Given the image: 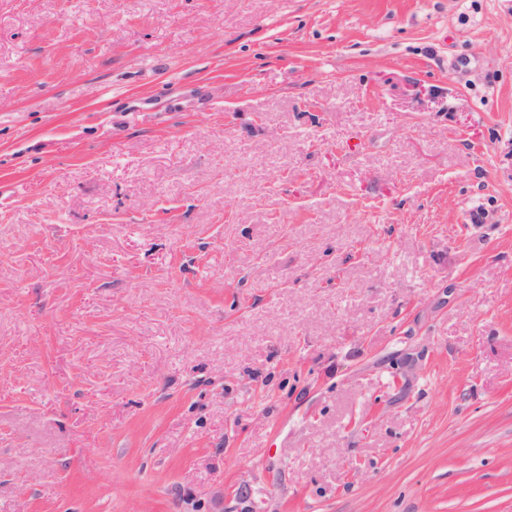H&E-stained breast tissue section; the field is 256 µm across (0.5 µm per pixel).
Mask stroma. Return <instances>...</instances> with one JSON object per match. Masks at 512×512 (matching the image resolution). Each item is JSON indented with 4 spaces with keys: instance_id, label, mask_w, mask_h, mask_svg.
<instances>
[{
    "instance_id": "1",
    "label": "stroma",
    "mask_w": 512,
    "mask_h": 512,
    "mask_svg": "<svg viewBox=\"0 0 512 512\" xmlns=\"http://www.w3.org/2000/svg\"><path fill=\"white\" fill-rule=\"evenodd\" d=\"M0 512H512V0H0Z\"/></svg>"
}]
</instances>
